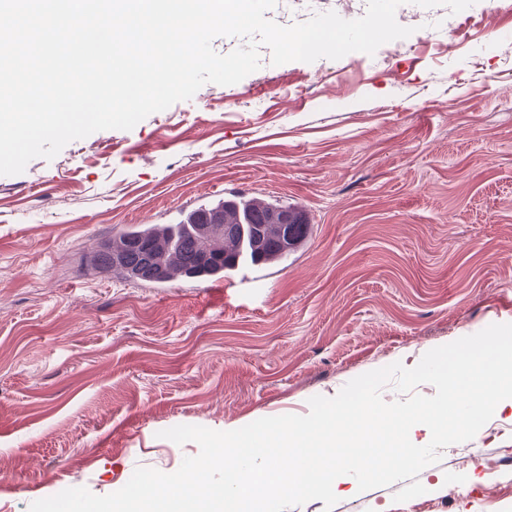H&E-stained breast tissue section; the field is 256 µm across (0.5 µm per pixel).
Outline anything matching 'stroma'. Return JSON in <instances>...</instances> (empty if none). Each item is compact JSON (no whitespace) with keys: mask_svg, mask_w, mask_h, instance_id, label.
<instances>
[{"mask_svg":"<svg viewBox=\"0 0 512 512\" xmlns=\"http://www.w3.org/2000/svg\"><path fill=\"white\" fill-rule=\"evenodd\" d=\"M367 0H278L293 25ZM405 39L374 55L261 66L132 130H103L0 175V512L136 467L197 455L160 431H216L304 415L353 378L411 368L438 346L512 323V0L464 11L402 5ZM238 194L302 210L287 261L233 277L129 282L85 257L113 231L174 224ZM500 430L443 449L399 484L290 512H512V488L472 466H512Z\"/></svg>","mask_w":512,"mask_h":512,"instance_id":"obj_1","label":"stroma"}]
</instances>
